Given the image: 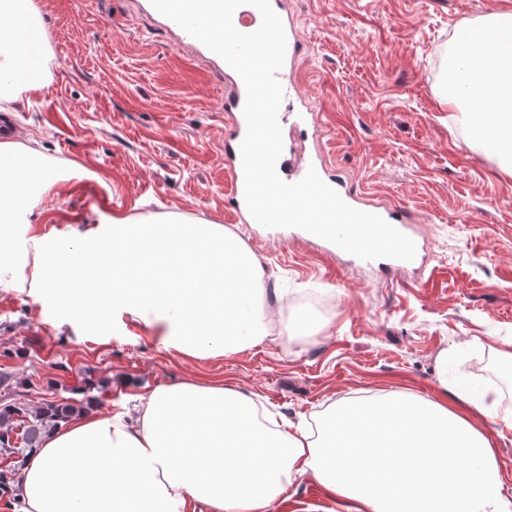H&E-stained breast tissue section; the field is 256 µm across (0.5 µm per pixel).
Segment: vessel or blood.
Returning <instances> with one entry per match:
<instances>
[{"label":"vessel or blood","mask_w":512,"mask_h":512,"mask_svg":"<svg viewBox=\"0 0 512 512\" xmlns=\"http://www.w3.org/2000/svg\"><path fill=\"white\" fill-rule=\"evenodd\" d=\"M270 5L282 21L287 40L284 64L279 70L277 78L283 88L285 101L298 103L301 102L302 97L293 83L292 70L302 55L303 43L288 17L284 0H270ZM233 24L240 32H254L261 24V14L252 5H241L233 13ZM224 82L227 86L224 109L228 112L233 127L231 134L224 140L225 164L229 176L225 201L231 210L245 217L248 216L249 210L244 200L245 176L240 145L247 133V123L243 113L246 87L239 74L229 67L224 70ZM311 169L320 175L325 172L322 160L316 154L304 151L292 156H280L276 164L279 177L288 183L298 182ZM372 212L392 224L400 232H408L411 228V215L404 208L376 206L373 207Z\"/></svg>","instance_id":"obj_1"}]
</instances>
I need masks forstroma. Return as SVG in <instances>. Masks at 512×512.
<instances>
[{"mask_svg":"<svg viewBox=\"0 0 512 512\" xmlns=\"http://www.w3.org/2000/svg\"><path fill=\"white\" fill-rule=\"evenodd\" d=\"M43 18L42 88L14 117L60 173L18 227L75 231L134 222L217 224L265 274L255 304L269 337L222 358L164 347L123 308L102 326L58 331L69 311L31 291L0 292V371L16 399L91 398L111 415L161 385L194 380L251 393L277 420L315 424L336 402L390 393L440 400L472 380L512 415V174L483 154L442 102L449 51L512 0H288L304 43L297 79L316 117L309 146L357 200L410 211L421 266L385 271L287 228L224 209V76L142 0H32ZM269 512H343L310 476Z\"/></svg>","mask_w":512,"mask_h":512,"instance_id":"35a3bbf8","label":"stroma"}]
</instances>
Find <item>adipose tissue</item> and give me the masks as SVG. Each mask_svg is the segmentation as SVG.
<instances>
[{"label": "adipose tissue", "instance_id": "ef3b65f1", "mask_svg": "<svg viewBox=\"0 0 512 512\" xmlns=\"http://www.w3.org/2000/svg\"><path fill=\"white\" fill-rule=\"evenodd\" d=\"M36 16L31 0H0V75L43 43ZM455 49L468 61L457 78L480 101L466 112L470 132L512 173V15H491ZM55 183L39 150L0 142V291L53 295L73 326L122 307L189 357L265 337L254 307L264 272L217 225L116 217L111 237L89 228L75 248L34 226L16 253V219ZM455 398L346 400L317 429L264 434L246 391L183 381L154 389L135 416L84 412L59 425L9 496L19 512H266L309 473L345 512H512L494 436L477 423L496 418L497 400L472 387Z\"/></svg>", "mask_w": 512, "mask_h": 512}]
</instances>
